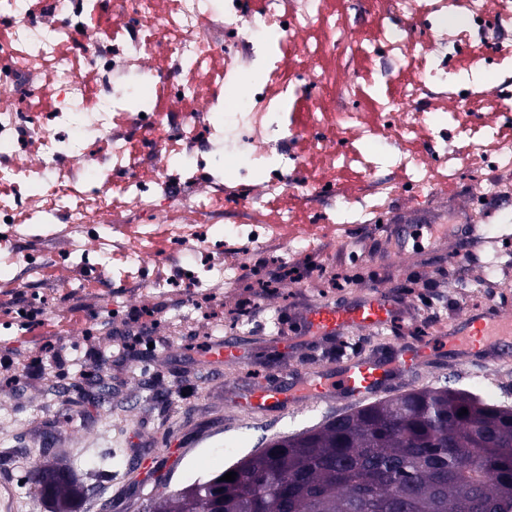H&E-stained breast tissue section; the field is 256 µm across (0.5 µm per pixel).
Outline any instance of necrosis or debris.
Instances as JSON below:
<instances>
[{
    "label": "necrosis or debris",
    "instance_id": "4bbe7bcc",
    "mask_svg": "<svg viewBox=\"0 0 512 512\" xmlns=\"http://www.w3.org/2000/svg\"><path fill=\"white\" fill-rule=\"evenodd\" d=\"M375 3L364 35L359 0L341 13L327 0H264L257 14L240 0H0V275L21 269L12 285L26 297L0 330L42 310L43 262L16 249L38 232L84 277L116 264L141 291L182 287L190 305L267 242L310 250L300 209L314 199L339 232L388 219L399 193L455 183L467 160L490 184L511 175L512 96L487 98L457 76L512 66V45L493 43L512 32V0ZM452 14L465 29L449 28ZM338 74V98L323 102ZM479 97L492 117L474 111ZM219 157L236 178L215 176ZM380 168L388 178L371 180ZM339 173L357 195L337 193ZM270 197L280 204L266 222ZM220 198L233 199L236 223L212 225ZM118 207L139 224L112 221ZM216 236L238 262L159 276L156 238L177 256Z\"/></svg>",
    "mask_w": 512,
    "mask_h": 512
}]
</instances>
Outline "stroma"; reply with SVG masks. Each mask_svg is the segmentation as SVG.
<instances>
[{
    "mask_svg": "<svg viewBox=\"0 0 512 512\" xmlns=\"http://www.w3.org/2000/svg\"><path fill=\"white\" fill-rule=\"evenodd\" d=\"M475 194L464 180L426 206L393 211L391 223L407 232L406 256H398L390 239L365 224L349 232L347 245L315 241L293 263L292 274H285L281 261L268 259L263 278L244 270L234 282L215 284L207 310L192 311L183 321H169L184 308L180 296L154 304L153 318L142 320L151 346H136L126 362L115 356L96 364L99 377L112 387L108 400L89 398L92 382L77 377L69 361L33 376L27 356L34 352L47 358L53 343L82 350L103 343V335L82 339L78 330L104 314L108 299L127 292V284L113 278L98 281L90 291L78 285L62 293L57 278L45 280L40 289L50 299L44 325L27 333H0V356L13 360L10 368L0 367V481L14 486L19 512H51L50 502L23 483L30 467L46 459L65 464L80 489L96 488L101 499L110 501L109 512H144L152 496L223 472L261 448L263 439L314 429L347 412L348 404L337 402L257 420L228 403L244 375L242 367L226 364L207 373L202 364L212 341L208 326L239 319L242 299L251 304L243 330L251 363L271 375L284 364L306 367L339 353V346L305 337L292 348L270 339L280 313L319 300L341 302L380 289L401 305L404 316L397 323L353 338L355 348L366 350L436 333L475 309L512 314V219H504L493 205L470 215L466 202ZM439 211L455 214L461 223L483 225L485 240L473 243L451 235L429 244L420 221ZM461 249L465 257L454 259ZM479 371L472 362L433 366L423 369L413 386L467 390ZM132 448H160L164 454L145 457L131 472Z\"/></svg>",
    "mask_w": 512,
    "mask_h": 512,
    "instance_id": "1",
    "label": "stroma"
}]
</instances>
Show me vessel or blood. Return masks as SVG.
I'll return each instance as SVG.
<instances>
[{
	"instance_id": "b4317fda",
	"label": "vessel or blood",
	"mask_w": 512,
	"mask_h": 512,
	"mask_svg": "<svg viewBox=\"0 0 512 512\" xmlns=\"http://www.w3.org/2000/svg\"><path fill=\"white\" fill-rule=\"evenodd\" d=\"M397 312L398 306L391 297L371 290L343 304H316L296 316L294 323L304 335L340 344L354 331H380L389 327ZM497 334L512 335L511 317L496 309L471 313L449 323L437 335L393 344L384 354L361 350L340 354L329 364L312 369L284 366L276 382L251 372L238 389L235 403L256 418L274 409L295 412L335 401L359 404L412 380L421 368L447 351L463 361L498 363L512 348L494 343ZM226 361L246 364L240 341L221 339L212 344L209 364L220 365Z\"/></svg>"
}]
</instances>
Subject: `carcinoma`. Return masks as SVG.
<instances>
[{"label":"carcinoma","instance_id":"cac0c4a2","mask_svg":"<svg viewBox=\"0 0 512 512\" xmlns=\"http://www.w3.org/2000/svg\"><path fill=\"white\" fill-rule=\"evenodd\" d=\"M468 413L459 415L461 409ZM192 495L151 498L147 512H512V406L448 386L355 407L331 423L271 441ZM29 489L71 512L70 480Z\"/></svg>","mask_w":512,"mask_h":512}]
</instances>
